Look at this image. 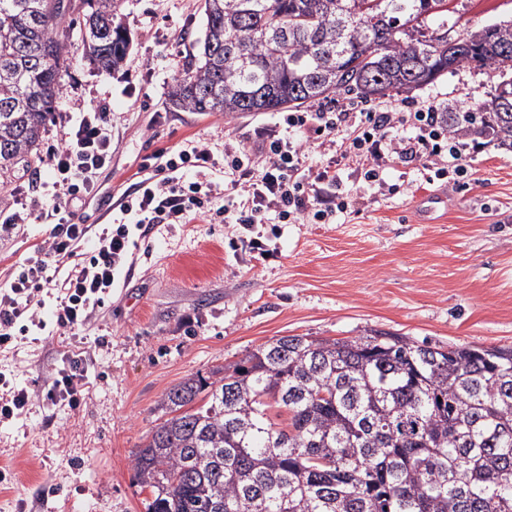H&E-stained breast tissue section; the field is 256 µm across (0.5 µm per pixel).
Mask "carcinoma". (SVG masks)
Here are the masks:
<instances>
[{
    "label": "carcinoma",
    "instance_id": "1",
    "mask_svg": "<svg viewBox=\"0 0 512 512\" xmlns=\"http://www.w3.org/2000/svg\"><path fill=\"white\" fill-rule=\"evenodd\" d=\"M124 2L0 0L1 176L38 149L72 49L121 68ZM450 2L202 0L205 37L170 101L274 112L409 93L450 63L512 69V20L466 31L448 59ZM448 127L512 149V82ZM161 406L173 416L131 458L145 512H512V350L282 336Z\"/></svg>",
    "mask_w": 512,
    "mask_h": 512
}]
</instances>
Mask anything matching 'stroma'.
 Wrapping results in <instances>:
<instances>
[{
	"instance_id": "1",
	"label": "stroma",
	"mask_w": 512,
	"mask_h": 512,
	"mask_svg": "<svg viewBox=\"0 0 512 512\" xmlns=\"http://www.w3.org/2000/svg\"><path fill=\"white\" fill-rule=\"evenodd\" d=\"M464 26L512 19V0H458ZM132 46L118 73L98 71L72 52L64 91L38 153L57 147L65 114L77 104L105 106L112 159L96 189L74 207L83 223H111L112 211L145 173V157L191 142L216 162L209 178L224 183V148L260 146L277 129L278 112L202 115L171 106L169 90L204 39L201 0H126ZM495 71L463 67L410 93L371 100L381 112L402 102L443 113L486 103ZM456 146L467 177L455 188L431 181L420 157L392 158L375 182L358 165L336 168L346 212L329 224L260 225L272 257L252 258L239 228L224 223L159 224L139 238L118 288L95 307L76 335L30 330L0 348V394L26 388L32 401L17 417H0V512H144L131 453L163 422L164 393L184 378L239 362L279 336L348 339L389 331L440 345L512 347V149L484 138ZM40 159L0 177V217L25 195L37 218L0 235V288L36 257L51 231L38 215L54 199ZM442 195L432 223L419 221L421 194ZM88 368L89 396L75 409L42 394L70 354Z\"/></svg>"
}]
</instances>
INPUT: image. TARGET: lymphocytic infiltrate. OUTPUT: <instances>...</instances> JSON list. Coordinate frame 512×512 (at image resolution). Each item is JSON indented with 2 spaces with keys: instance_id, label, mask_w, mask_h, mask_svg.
<instances>
[{
  "instance_id": "obj_1",
  "label": "lymphocytic infiltrate",
  "mask_w": 512,
  "mask_h": 512,
  "mask_svg": "<svg viewBox=\"0 0 512 512\" xmlns=\"http://www.w3.org/2000/svg\"><path fill=\"white\" fill-rule=\"evenodd\" d=\"M419 129L417 139L395 134L397 122ZM284 124L309 133L321 143H339L341 159L368 162L366 178L377 175L376 165L391 155L422 156L437 179L465 172L453 136L439 113L410 108L401 117L389 112H290ZM112 125L108 113L92 108L77 113L51 150L46 165L53 173L51 188L57 200L47 218L53 228L40 249L41 255L27 262L7 288L0 290V347L13 339L19 319L35 321L38 311L34 292L51 263L72 256L82 242L91 247L78 263L63 273L62 292L55 311L61 333L85 326L91 307L115 288L133 243V230L148 232L158 224H186L200 218L211 220L209 199L212 183L208 172L215 160L202 144H193L167 159L152 155L144 159L148 178L138 184L136 197L120 208L117 222L89 240V225L80 223L69 205L95 187L98 170L111 160ZM304 155L302 143L277 134L268 135L261 149L242 144L224 149V171L229 174L230 221L244 229L267 223L268 212L291 224L328 223L349 202L336 190V169H318L312 181L300 180L298 171ZM87 372L80 357H70L67 369L59 371L45 398L51 404L79 407L86 396Z\"/></svg>"
}]
</instances>
